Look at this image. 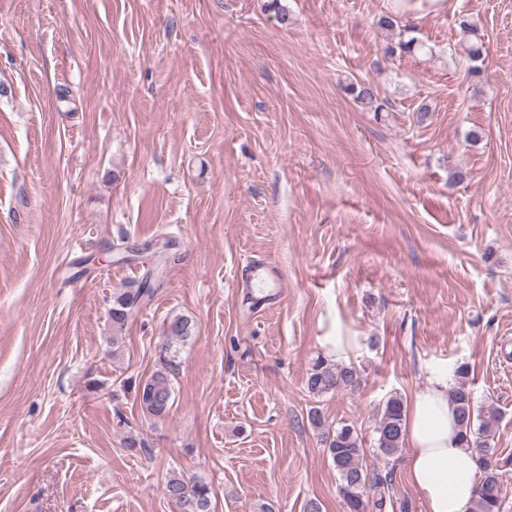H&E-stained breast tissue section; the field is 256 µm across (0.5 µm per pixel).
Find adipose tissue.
<instances>
[{"mask_svg":"<svg viewBox=\"0 0 512 512\" xmlns=\"http://www.w3.org/2000/svg\"><path fill=\"white\" fill-rule=\"evenodd\" d=\"M448 388L429 384L407 403L408 473L426 512H466L480 481L476 452L460 442Z\"/></svg>","mask_w":512,"mask_h":512,"instance_id":"ef3b65f1","label":"adipose tissue"}]
</instances>
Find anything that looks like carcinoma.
<instances>
[{
    "instance_id": "carcinoma-1",
    "label": "carcinoma",
    "mask_w": 512,
    "mask_h": 512,
    "mask_svg": "<svg viewBox=\"0 0 512 512\" xmlns=\"http://www.w3.org/2000/svg\"><path fill=\"white\" fill-rule=\"evenodd\" d=\"M466 38V53L474 66L470 73L481 76L477 62L483 56V41L476 23L461 21ZM346 90L353 99L381 112L384 105L377 103L372 89L363 83H350ZM137 256L147 260V269L142 279L113 297L110 318L112 327L122 329L128 320L154 293L152 282L159 278L160 263L154 251L142 249ZM191 335L189 320L174 316L166 326L167 343L160 354L159 368L138 383L136 399L141 411L154 419L167 416L174 403L173 378L178 367L175 344ZM468 366L461 364L453 370L454 383L448 397L454 408L460 427L462 445L473 448L478 454L481 469V483L478 496L467 512H512L507 508L503 493L502 474L498 448L494 443V424L501 417L493 405L477 406L468 382ZM361 384L357 368L338 363L327 357H317L308 372V392L319 398L327 394L353 392ZM376 427L377 454L385 461L395 460L404 447L406 406L398 395L389 396L378 409ZM322 442L338 476V492L347 512H368L371 499L376 491L387 485V478L381 477L369 467L366 448L362 437L353 423H343L334 430L321 433ZM165 495L176 504L178 512H213L212 488L201 477H185L172 474L165 484Z\"/></svg>"
}]
</instances>
